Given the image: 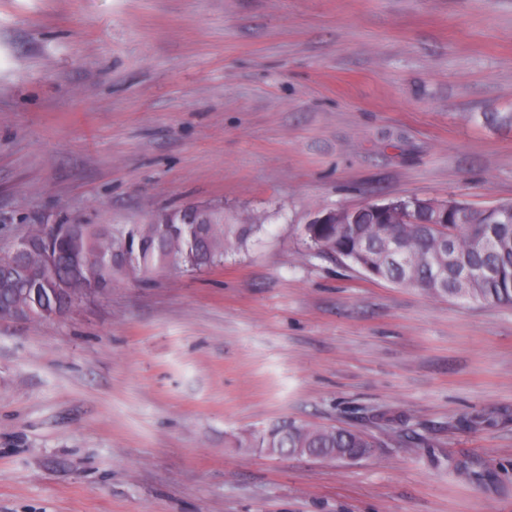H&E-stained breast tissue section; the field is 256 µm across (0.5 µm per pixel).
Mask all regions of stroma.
Listing matches in <instances>:
<instances>
[{
	"label": "stroma",
	"instance_id": "1",
	"mask_svg": "<svg viewBox=\"0 0 512 512\" xmlns=\"http://www.w3.org/2000/svg\"><path fill=\"white\" fill-rule=\"evenodd\" d=\"M499 112L512 0H0V249L186 205L266 227L204 274L0 320V512H512V307L302 236L395 197L512 200ZM282 418L381 446L236 447Z\"/></svg>",
	"mask_w": 512,
	"mask_h": 512
}]
</instances>
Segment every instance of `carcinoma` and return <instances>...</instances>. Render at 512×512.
<instances>
[{
	"instance_id": "1",
	"label": "carcinoma",
	"mask_w": 512,
	"mask_h": 512,
	"mask_svg": "<svg viewBox=\"0 0 512 512\" xmlns=\"http://www.w3.org/2000/svg\"><path fill=\"white\" fill-rule=\"evenodd\" d=\"M207 216L204 247L195 244V225L183 223L180 208L168 212L169 223L154 225L150 237L142 234L138 224H78V264L63 258L62 235L37 227L29 238L43 251L62 258L33 271L24 293L14 292L0 275V308L59 309L64 299L82 295L94 279L108 284L128 277L146 280L166 268L203 272L224 264L228 254L246 250L263 232L261 224L224 223L220 209L207 208ZM441 220V224H427L420 214H383L369 205L354 224H306L303 235L310 249L344 258L372 280L434 299L512 305V202L491 212L472 209L466 221L450 209ZM487 267L494 273L484 274ZM462 269L470 270L468 278L461 276ZM237 447L336 460L368 457L380 444L361 430L286 418L240 438Z\"/></svg>"
}]
</instances>
